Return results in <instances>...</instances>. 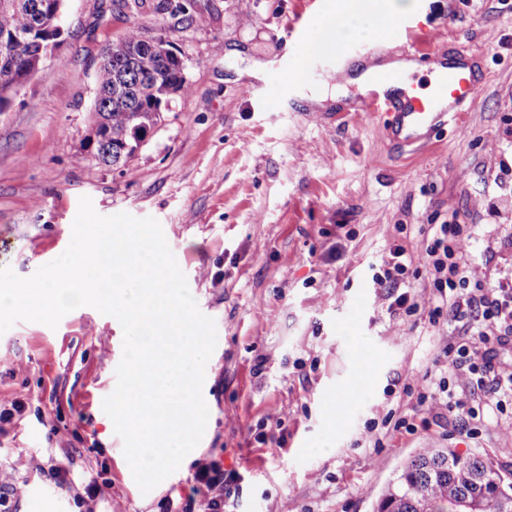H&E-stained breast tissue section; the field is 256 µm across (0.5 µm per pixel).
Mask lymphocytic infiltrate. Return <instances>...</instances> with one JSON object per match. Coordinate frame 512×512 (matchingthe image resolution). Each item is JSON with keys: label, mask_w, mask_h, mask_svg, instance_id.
Masks as SVG:
<instances>
[{"label": "lymphocytic infiltrate", "mask_w": 512, "mask_h": 512, "mask_svg": "<svg viewBox=\"0 0 512 512\" xmlns=\"http://www.w3.org/2000/svg\"><path fill=\"white\" fill-rule=\"evenodd\" d=\"M431 236L420 252L413 253L401 243L390 246L387 254L373 264V287L387 291L389 315L399 317L427 314L430 324L440 320L461 323L465 335L478 337L481 353L464 345H448L443 353L454 380H440L438 388L419 394L417 403L424 410L452 409L451 384L477 389L492 386L504 397H512V372H501L498 352L512 343V277L488 287L471 279L462 242L467 233L463 224H434ZM423 270L431 286L428 297L409 288L413 269ZM228 478L223 462L203 463L193 474L187 498L168 501L167 512H224V486Z\"/></svg>", "instance_id": "f902f5d3"}]
</instances>
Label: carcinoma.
<instances>
[{"mask_svg": "<svg viewBox=\"0 0 512 512\" xmlns=\"http://www.w3.org/2000/svg\"><path fill=\"white\" fill-rule=\"evenodd\" d=\"M58 0H0V92L26 78L40 49L56 44ZM186 66L161 35L136 23L112 42L96 74L89 144L106 165L122 167L161 121L171 97L188 91ZM376 512H512V482L477 455L419 449L380 490Z\"/></svg>", "mask_w": 512, "mask_h": 512, "instance_id": "obj_1", "label": "carcinoma"}]
</instances>
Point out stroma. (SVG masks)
<instances>
[{
	"label": "stroma",
	"mask_w": 512,
	"mask_h": 512,
	"mask_svg": "<svg viewBox=\"0 0 512 512\" xmlns=\"http://www.w3.org/2000/svg\"><path fill=\"white\" fill-rule=\"evenodd\" d=\"M179 2L180 12L148 2L135 14L122 0H67L62 47L0 112V268L28 277L61 256L83 196L103 216L157 219L216 327L206 431L177 475L141 492L102 409L119 321L84 306L54 329L17 322L0 335V407L24 405L0 427V485L21 489L12 512H52V491L61 512H165L212 458L234 478L224 512H375L380 489L426 445L481 456L512 479V401L472 439L459 419L480 401L469 389H452L459 411L418 408L448 374L456 326L391 317L370 272L393 240L416 253L430 225L448 222L470 229L472 279L512 275V197L484 202L500 165L512 166V0H420L386 38L350 40L356 55L325 53L308 70L291 29L320 30L333 0ZM134 22L173 43L190 91L116 169L87 147L95 75ZM407 24L425 50L476 52L484 76L463 127L418 155L383 144L379 118L357 109L362 85L321 108L308 100L332 63L349 72L399 57ZM339 242L343 256L328 259ZM400 419L408 429H385ZM93 480L106 490L90 503Z\"/></svg>",
	"instance_id": "obj_1"
}]
</instances>
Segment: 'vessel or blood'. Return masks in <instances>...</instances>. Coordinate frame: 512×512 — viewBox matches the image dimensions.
Wrapping results in <instances>:
<instances>
[{"label":"vessel or blood","mask_w":512,"mask_h":512,"mask_svg":"<svg viewBox=\"0 0 512 512\" xmlns=\"http://www.w3.org/2000/svg\"><path fill=\"white\" fill-rule=\"evenodd\" d=\"M403 52L409 61H433L431 87L416 90L402 71L375 72L358 109L382 118L385 136L397 149H420L438 130L458 122L473 107L478 86L475 61L468 53L449 59L412 45L404 46Z\"/></svg>","instance_id":"vessel-or-blood-1"}]
</instances>
